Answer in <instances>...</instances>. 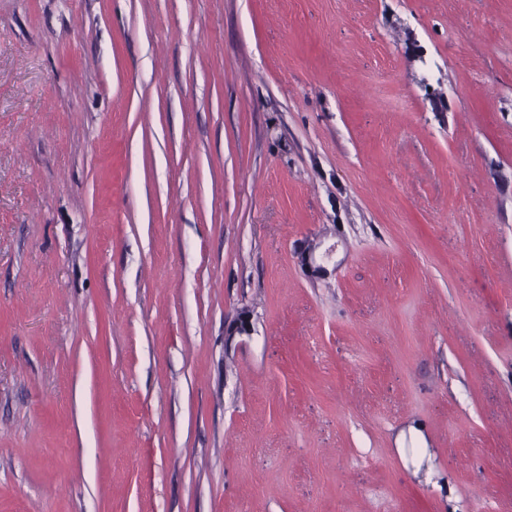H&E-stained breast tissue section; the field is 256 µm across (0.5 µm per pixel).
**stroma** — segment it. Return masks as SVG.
Masks as SVG:
<instances>
[{"instance_id": "obj_1", "label": "stroma", "mask_w": 512, "mask_h": 512, "mask_svg": "<svg viewBox=\"0 0 512 512\" xmlns=\"http://www.w3.org/2000/svg\"><path fill=\"white\" fill-rule=\"evenodd\" d=\"M0 512H512V0H0Z\"/></svg>"}]
</instances>
